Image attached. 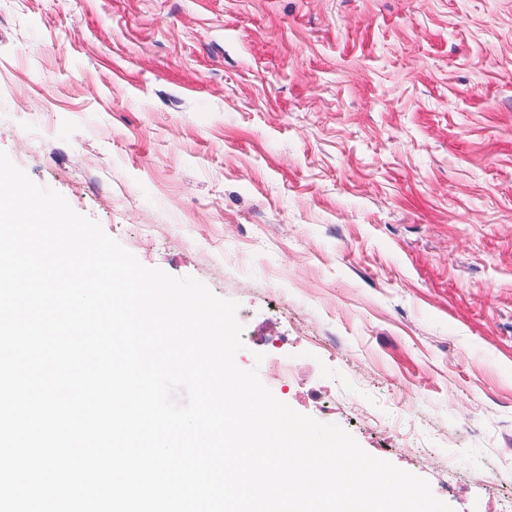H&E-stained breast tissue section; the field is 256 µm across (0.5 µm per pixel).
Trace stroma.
I'll list each match as a JSON object with an SVG mask.
<instances>
[{"mask_svg": "<svg viewBox=\"0 0 512 512\" xmlns=\"http://www.w3.org/2000/svg\"><path fill=\"white\" fill-rule=\"evenodd\" d=\"M0 151L239 302L278 400L512 512V0H0Z\"/></svg>", "mask_w": 512, "mask_h": 512, "instance_id": "obj_1", "label": "stroma"}]
</instances>
